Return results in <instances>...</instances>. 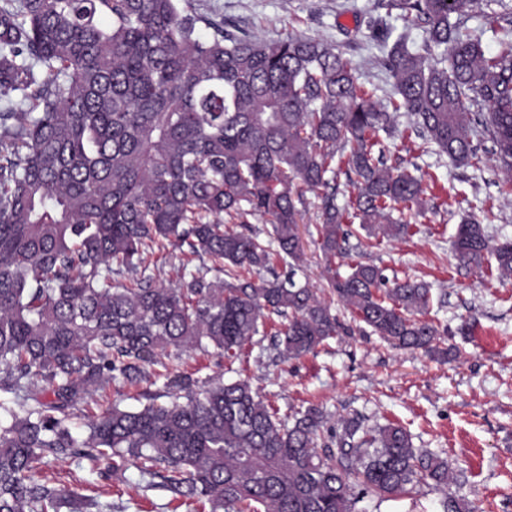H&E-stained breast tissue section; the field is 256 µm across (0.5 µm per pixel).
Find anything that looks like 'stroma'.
Instances as JSON below:
<instances>
[{"instance_id": "stroma-1", "label": "stroma", "mask_w": 512, "mask_h": 512, "mask_svg": "<svg viewBox=\"0 0 512 512\" xmlns=\"http://www.w3.org/2000/svg\"><path fill=\"white\" fill-rule=\"evenodd\" d=\"M481 12L467 22L486 52L505 37L503 5L512 0H481ZM378 0H191L193 10L263 39L291 33L332 43L356 63L376 100L393 92L391 76L380 67L373 21L385 17L393 34L422 44L426 34L413 21L385 16ZM388 164L417 166L432 208L411 218L406 235L393 240L367 239L359 224H348L349 262L374 264L386 276L430 284L431 315L447 324L446 344L455 355L445 361L421 351L392 349L378 336L360 332L329 339L316 353L287 363L273 361L268 340L246 345L234 367L281 415L319 407L325 428L340 420L363 418L374 426L390 421L410 432L415 448L447 459L458 480L449 490L470 512H512V280H499L493 260L482 268L465 265L453 240L461 219L475 218L497 241L512 239V182L497 168L493 144L483 140L478 164L455 166L435 145L416 137L402 116L396 130L380 135ZM300 222L305 255L303 274L310 285H328L326 262L316 239V199L306 194ZM57 484L115 504L129 512H187L168 493L153 489L134 493L141 477L133 465L97 472L57 463L46 470ZM441 495L418 487L414 497L367 502L368 512H441Z\"/></svg>"}]
</instances>
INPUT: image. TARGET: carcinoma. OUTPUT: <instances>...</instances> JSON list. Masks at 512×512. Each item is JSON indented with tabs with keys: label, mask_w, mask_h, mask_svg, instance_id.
<instances>
[{
	"label": "carcinoma",
	"mask_w": 512,
	"mask_h": 512,
	"mask_svg": "<svg viewBox=\"0 0 512 512\" xmlns=\"http://www.w3.org/2000/svg\"><path fill=\"white\" fill-rule=\"evenodd\" d=\"M478 5L382 3L426 33L419 47L403 34L389 47L385 28L384 103L323 40L239 36L188 13L189 0H0V512H125L53 484L43 467L129 460L145 488L191 512H357L369 496L428 482L442 512H466L448 492V461L414 448L402 426L351 418L321 444L319 408L283 418L246 379L192 378L184 356L212 348L237 360L276 317L270 350L284 363L341 329L332 303L297 279L306 192L330 294L392 347L447 354L426 282L361 262L333 269L348 256L336 153L348 152L351 217L369 239L403 236L404 216L427 206L423 177L375 152L402 111L457 165L478 162L488 135L512 175V12L488 54L465 27ZM248 215L269 218L265 236L238 228ZM453 247L477 268L491 255L512 280V241L493 244L470 220ZM155 252L178 262L177 285L146 264ZM285 257L282 280L273 261ZM113 382L136 395L76 413Z\"/></svg>",
	"instance_id": "1"
}]
</instances>
